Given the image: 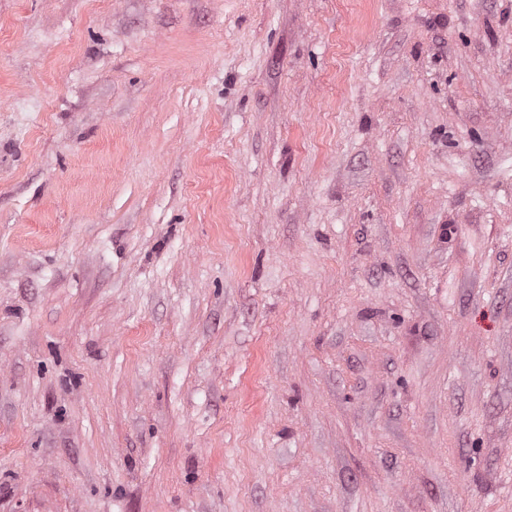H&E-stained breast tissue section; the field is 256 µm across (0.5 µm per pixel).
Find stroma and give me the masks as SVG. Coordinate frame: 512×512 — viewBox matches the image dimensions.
<instances>
[{"mask_svg":"<svg viewBox=\"0 0 512 512\" xmlns=\"http://www.w3.org/2000/svg\"><path fill=\"white\" fill-rule=\"evenodd\" d=\"M0 512H512V0H0Z\"/></svg>","mask_w":512,"mask_h":512,"instance_id":"35a3bbf8","label":"stroma"}]
</instances>
